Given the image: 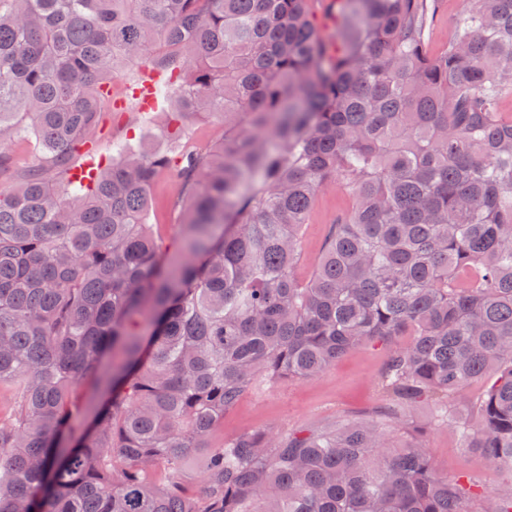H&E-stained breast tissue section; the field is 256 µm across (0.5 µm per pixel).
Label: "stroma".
<instances>
[{
    "mask_svg": "<svg viewBox=\"0 0 512 512\" xmlns=\"http://www.w3.org/2000/svg\"><path fill=\"white\" fill-rule=\"evenodd\" d=\"M461 11L462 0H441L428 32L430 53H441L452 43L462 20ZM148 79L160 85L166 81L165 75L148 62L123 69L111 85L112 99L122 101L123 106L117 112L104 110L90 137L93 153L87 157L77 156L76 165L112 160L120 144L129 151L149 146L176 154L186 151L191 144L202 148L223 139L222 118L206 112L189 115L181 133L173 134L161 120L164 112L172 110L173 100L157 98L153 106L145 110L133 96L137 84ZM179 192V184L169 172L160 173L150 189L148 221L154 226L162 250L170 254L175 252L181 235L182 214L175 205ZM351 205V198L337 190L317 194L310 220L302 230V259L297 267L301 279L310 277L323 251L330 225ZM385 359L383 347L363 345L338 359L315 380L287 378L271 387L261 385L250 389L225 413L224 422L211 441L218 444L247 430L320 429L387 407L390 397L380 384ZM435 413L434 405L429 402L411 407L407 412V425L396 431V439L420 438L441 474L451 478L465 476L482 486L493 484L495 477L485 468L479 449L465 447L454 425L436 424Z\"/></svg>",
    "mask_w": 512,
    "mask_h": 512,
    "instance_id": "stroma-1",
    "label": "stroma"
}]
</instances>
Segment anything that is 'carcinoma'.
<instances>
[{"instance_id": "carcinoma-1", "label": "carcinoma", "mask_w": 512, "mask_h": 512, "mask_svg": "<svg viewBox=\"0 0 512 512\" xmlns=\"http://www.w3.org/2000/svg\"><path fill=\"white\" fill-rule=\"evenodd\" d=\"M335 2L328 41L311 0H0V512H512V0H480L438 55L440 0ZM146 61L188 68L158 89L167 123L214 113L223 141L121 147L74 180L112 80ZM163 170L185 215L167 258L146 223ZM328 186L354 203L303 281ZM369 343L392 407L209 446L249 389ZM488 374L457 429L490 488L390 438L403 408ZM13 157L14 171L16 176H21L33 164L36 158L35 140L26 138L16 141L10 148Z\"/></svg>"}]
</instances>
